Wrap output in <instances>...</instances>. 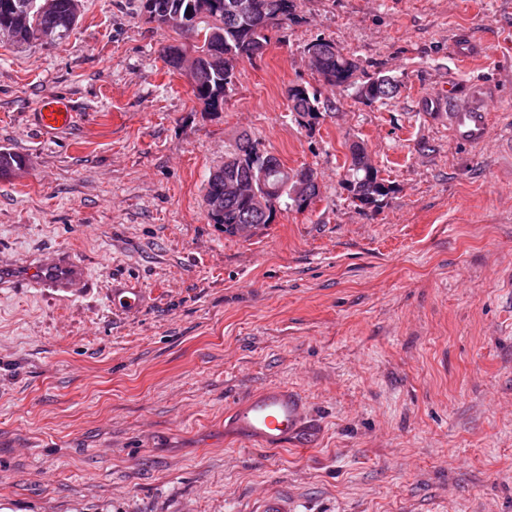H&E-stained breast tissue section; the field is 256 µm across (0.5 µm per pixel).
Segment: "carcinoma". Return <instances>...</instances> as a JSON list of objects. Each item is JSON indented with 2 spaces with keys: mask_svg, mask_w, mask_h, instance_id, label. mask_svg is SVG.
<instances>
[{
  "mask_svg": "<svg viewBox=\"0 0 512 512\" xmlns=\"http://www.w3.org/2000/svg\"><path fill=\"white\" fill-rule=\"evenodd\" d=\"M36 0H0V26L13 29L12 42L19 49L34 43L52 44L73 31L80 16L79 0H49L44 11L34 7ZM296 0H143L146 19L160 27H170L189 36V42L171 46L165 53L167 64L182 69L191 60L189 77L194 97L209 112H221L228 93L237 80V67L244 59L262 56L269 43L268 31L296 19ZM310 46L318 50L311 69L324 82L355 90V97L366 103L385 102L398 92V81L379 74L358 83V60L336 47L332 41L318 39ZM291 111L312 125L322 116L325 104L302 85L288 87ZM345 161V186L352 202L361 207L375 206L386 196L389 186L368 159L360 142L349 146ZM17 153L0 149V176H8L23 167ZM281 161L263 153L247 135L238 139L224 165L210 174L204 198L221 201L217 210L208 211L212 224L224 225V233L241 235L272 222L275 210H260L253 198L239 189L248 185L259 189L258 177L265 172L268 184L283 178ZM311 181L306 194L292 197L284 192L277 199L297 210H306L319 196L315 173L307 169Z\"/></svg>",
  "mask_w": 512,
  "mask_h": 512,
  "instance_id": "cac0c4a2",
  "label": "carcinoma"
}]
</instances>
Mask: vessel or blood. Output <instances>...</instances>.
Segmentation results:
<instances>
[{"label":"vessel or blood","mask_w":512,"mask_h":512,"mask_svg":"<svg viewBox=\"0 0 512 512\" xmlns=\"http://www.w3.org/2000/svg\"><path fill=\"white\" fill-rule=\"evenodd\" d=\"M448 91L432 95L430 108L448 105L454 134L469 143H482L488 138V113L481 99L449 103ZM77 116L73 102L65 97L45 100L38 112L37 123L46 129L69 127ZM22 283L41 288L64 298H80L92 288L88 267L73 253L57 251L41 255L29 262H0V288ZM110 303L116 310H135L142 306V294L133 288H112ZM225 417L230 429L247 445L280 448L296 439L305 427L304 402L295 389L273 385L231 403Z\"/></svg>","instance_id":"obj_1"}]
</instances>
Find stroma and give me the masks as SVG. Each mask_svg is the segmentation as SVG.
Masks as SVG:
<instances>
[{"mask_svg":"<svg viewBox=\"0 0 512 512\" xmlns=\"http://www.w3.org/2000/svg\"><path fill=\"white\" fill-rule=\"evenodd\" d=\"M208 112L165 62L183 35L142 0H82L58 44L0 38V260L68 250L95 286L0 289V512H512V0H297ZM399 83L369 105L307 64L317 39ZM481 43L475 62L462 39ZM492 85L490 136L463 145L421 109ZM332 108L304 125L289 85ZM71 99L70 129L33 120ZM320 194L245 236L204 187L241 134ZM390 187L354 206V141ZM145 302L116 313L114 285ZM287 385L309 445L244 446L230 400Z\"/></svg>","mask_w":512,"mask_h":512,"instance_id":"stroma-1","label":"stroma"}]
</instances>
